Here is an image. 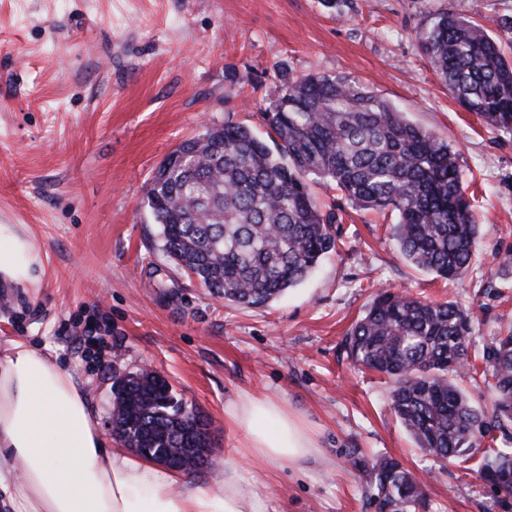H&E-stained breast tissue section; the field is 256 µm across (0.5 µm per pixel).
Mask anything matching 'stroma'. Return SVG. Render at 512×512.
Masks as SVG:
<instances>
[{"instance_id": "stroma-1", "label": "stroma", "mask_w": 512, "mask_h": 512, "mask_svg": "<svg viewBox=\"0 0 512 512\" xmlns=\"http://www.w3.org/2000/svg\"><path fill=\"white\" fill-rule=\"evenodd\" d=\"M480 13L493 36L512 0H0V224H22L42 276L0 286V346L48 351L84 389L99 427L112 378L169 380L212 422L224 457L187 472L218 488L226 465L265 512H377L353 449L426 477L431 512H500L475 462L440 466L389 407L387 379L355 367L343 338L380 289L452 302L470 354L512 325V132L448 93L418 33L435 13ZM354 78L460 153L482 234L454 282L405 261L393 214L345 208L337 251L261 308L212 296L162 253L145 198L182 140L227 121L265 135L287 78ZM278 401L313 440L302 467L242 458L227 413L241 393Z\"/></svg>"}]
</instances>
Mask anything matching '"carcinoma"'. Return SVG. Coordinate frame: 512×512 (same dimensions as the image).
Returning <instances> with one entry per match:
<instances>
[{"instance_id":"1","label":"carcinoma","mask_w":512,"mask_h":512,"mask_svg":"<svg viewBox=\"0 0 512 512\" xmlns=\"http://www.w3.org/2000/svg\"><path fill=\"white\" fill-rule=\"evenodd\" d=\"M452 98L484 124L512 132V59L473 17L441 12L419 33ZM272 143L226 122L182 141L146 189L166 257L211 294L245 308L300 285L337 250L332 212L310 183L339 190L353 208L389 210L402 257L445 280L464 276L481 226L460 176L459 152L408 121L347 76L315 73L281 84L263 113ZM467 312L384 290L350 328L352 363L391 383L390 405L417 448L436 462H467L512 512V328L482 359L490 404L479 406L453 374L470 364ZM112 434L143 457L192 450L193 469L213 464L211 422L177 399L155 372L116 378ZM378 512H426L427 485L399 461L355 457Z\"/></svg>"}]
</instances>
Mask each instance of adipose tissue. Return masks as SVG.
I'll return each instance as SVG.
<instances>
[{
    "instance_id": "1",
    "label": "adipose tissue",
    "mask_w": 512,
    "mask_h": 512,
    "mask_svg": "<svg viewBox=\"0 0 512 512\" xmlns=\"http://www.w3.org/2000/svg\"><path fill=\"white\" fill-rule=\"evenodd\" d=\"M40 274L37 242L0 224V283L23 287ZM240 454L296 465L315 445L284 408L243 393L230 413ZM0 505L9 512H263L239 490L236 467L219 489L111 449L71 372L21 340L0 349Z\"/></svg>"
}]
</instances>
